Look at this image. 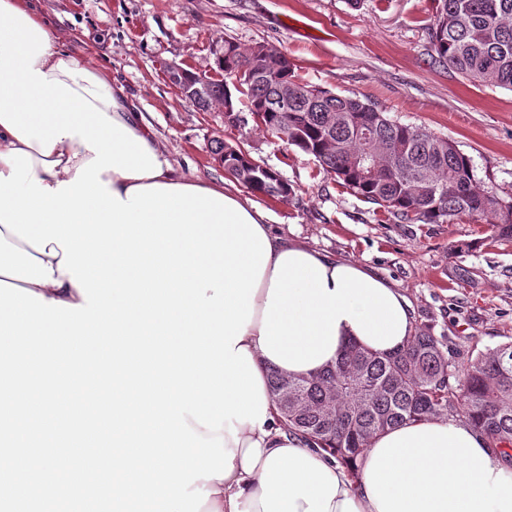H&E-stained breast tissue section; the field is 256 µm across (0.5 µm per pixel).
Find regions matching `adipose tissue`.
Here are the masks:
<instances>
[{"label": "adipose tissue", "instance_id": "1", "mask_svg": "<svg viewBox=\"0 0 512 512\" xmlns=\"http://www.w3.org/2000/svg\"><path fill=\"white\" fill-rule=\"evenodd\" d=\"M5 2L50 34L36 69L69 84L140 136L162 165L155 183L187 185L124 86L71 53L33 0ZM26 150L33 176L52 188L72 181L93 156L80 139L69 137L58 139L47 156L36 141ZM268 242L270 258L240 342L259 373L274 367L311 376L336 362L349 342L390 353L412 336L410 304L386 280L300 243L275 236ZM62 257L56 243L37 251L0 224V280L48 301L82 303L69 274L59 270ZM224 441L235 455L233 468L227 478L206 481L209 498L200 512H512V466L463 418L407 422L375 436L354 479L330 453L281 427L272 401L263 426L240 425L237 436Z\"/></svg>", "mask_w": 512, "mask_h": 512}]
</instances>
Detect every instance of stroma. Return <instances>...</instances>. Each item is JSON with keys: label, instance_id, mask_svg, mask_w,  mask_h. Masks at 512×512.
I'll return each mask as SVG.
<instances>
[{"label": "stroma", "instance_id": "obj_1", "mask_svg": "<svg viewBox=\"0 0 512 512\" xmlns=\"http://www.w3.org/2000/svg\"><path fill=\"white\" fill-rule=\"evenodd\" d=\"M68 48L122 84L187 178L223 182L265 210L276 236L353 260L399 288L416 327L450 354L512 340V241L489 224H405L363 201L315 158L265 132L242 135L223 106L200 111L168 77L176 64L222 78L225 39L288 53L309 83L375 103L392 119L456 142L488 191L512 200V90L476 86L434 63L437 0H35ZM242 142L278 171L282 202L225 175L213 139Z\"/></svg>", "mask_w": 512, "mask_h": 512}]
</instances>
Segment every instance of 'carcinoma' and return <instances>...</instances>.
Listing matches in <instances>:
<instances>
[{"label": "carcinoma", "mask_w": 512, "mask_h": 512, "mask_svg": "<svg viewBox=\"0 0 512 512\" xmlns=\"http://www.w3.org/2000/svg\"><path fill=\"white\" fill-rule=\"evenodd\" d=\"M436 61L474 85L512 89V0H438L431 27ZM224 79H208L190 98L206 110L224 105L225 121L247 134L262 130L315 158L336 181L402 223L483 220L512 239V201L484 189L470 157L455 142L401 124L358 96L298 78L288 55L224 39ZM291 91L280 102L282 89ZM224 172L253 192L286 201L288 182L239 144L211 146ZM283 423L330 452L356 476L358 456L373 437L399 424L462 416L490 444L512 450V340L458 368L438 337L417 328L393 353L357 343L325 370L288 380L268 371Z\"/></svg>", "instance_id": "obj_1"}]
</instances>
